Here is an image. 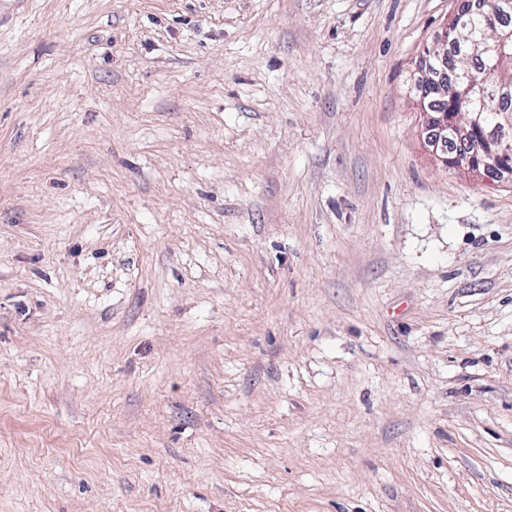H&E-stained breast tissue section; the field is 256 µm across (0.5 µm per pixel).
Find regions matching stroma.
<instances>
[{
    "instance_id": "1",
    "label": "stroma",
    "mask_w": 512,
    "mask_h": 512,
    "mask_svg": "<svg viewBox=\"0 0 512 512\" xmlns=\"http://www.w3.org/2000/svg\"><path fill=\"white\" fill-rule=\"evenodd\" d=\"M457 0H5L0 512H512V181L413 80Z\"/></svg>"
}]
</instances>
